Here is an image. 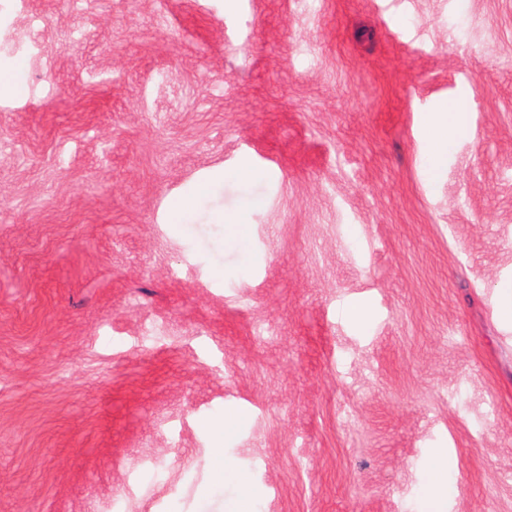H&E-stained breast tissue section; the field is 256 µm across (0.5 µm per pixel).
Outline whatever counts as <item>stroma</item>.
Here are the masks:
<instances>
[{
	"label": "stroma",
	"mask_w": 512,
	"mask_h": 512,
	"mask_svg": "<svg viewBox=\"0 0 512 512\" xmlns=\"http://www.w3.org/2000/svg\"><path fill=\"white\" fill-rule=\"evenodd\" d=\"M18 61L0 512H512V0H0ZM436 112L431 125L433 132L428 139V150L433 162L434 176H438L441 162L448 150V139L456 134L462 125L463 112ZM224 183V173L199 181L189 192L171 201L170 210L174 224H179L183 234H189L195 224L197 214L205 208L210 198ZM246 419V413L236 408L224 410V414L209 423L213 429L214 438L217 443H224V433L230 430L234 425L243 422Z\"/></svg>",
	"instance_id": "stroma-1"
}]
</instances>
